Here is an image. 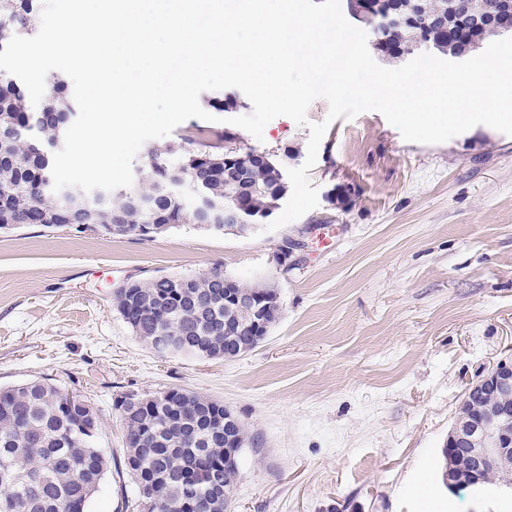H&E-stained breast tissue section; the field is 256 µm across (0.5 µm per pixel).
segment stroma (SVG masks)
<instances>
[{
	"mask_svg": "<svg viewBox=\"0 0 512 512\" xmlns=\"http://www.w3.org/2000/svg\"><path fill=\"white\" fill-rule=\"evenodd\" d=\"M235 134L306 160L310 131L289 118ZM309 176L317 207L258 236L0 234V386L46 376L99 409L110 468L90 512H139L113 403L170 387L222 401L254 436L234 512H512V493L453 494L438 469L467 386L512 358V136L408 142L366 112L331 122ZM285 237L301 246L283 270ZM216 268L280 289V321L240 357L159 354L112 305L127 280Z\"/></svg>",
	"mask_w": 512,
	"mask_h": 512,
	"instance_id": "obj_1",
	"label": "stroma"
}]
</instances>
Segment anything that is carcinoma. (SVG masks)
Wrapping results in <instances>:
<instances>
[{
	"mask_svg": "<svg viewBox=\"0 0 512 512\" xmlns=\"http://www.w3.org/2000/svg\"><path fill=\"white\" fill-rule=\"evenodd\" d=\"M415 16L400 26L380 31L372 49L390 62L426 52L455 58L470 53L486 39L506 34L505 29L483 23L458 24L464 0H395ZM42 0H0V51L12 35L32 36L40 27ZM203 101L217 111L233 110L238 100L206 96ZM76 114L68 86L56 74L45 80V101L35 112L15 76L0 70V233L22 226L86 232L84 225L116 223L121 235H134L141 224H158L165 234L182 224H198L186 209L183 197L167 183L182 175L195 180L208 197L226 200L232 186L213 177L210 166L230 160V178L245 179L254 196L244 212L248 224L266 220L267 191H287L281 163L265 154L263 164L251 160L252 150L234 147L236 137L213 143L198 128L183 140L194 145L185 152L169 145L151 147L143 157L138 176L129 188H119L102 204L88 201L79 189L52 190V147L64 140ZM219 269L210 275H182L181 297L160 308L156 298L169 287L168 276L139 282L135 305L141 314L134 334L142 341H158L179 333L195 355L224 357V321L231 313L224 307V279ZM68 390L46 379H34L0 388V512H88L90 500L105 476L109 460L98 446L100 417L87 399L70 404ZM153 413L146 419L152 435L137 427L138 418L124 423L125 469L137 489L165 470L170 480L158 498V512H176L185 496L187 475L195 472L198 453L221 460L223 445L211 441L210 425L224 414V405L193 391L182 403L186 422L196 425L192 433L169 423L171 406L164 393L154 396Z\"/></svg>",
	"mask_w": 512,
	"mask_h": 512,
	"instance_id": "cac0c4a2",
	"label": "carcinoma"
}]
</instances>
